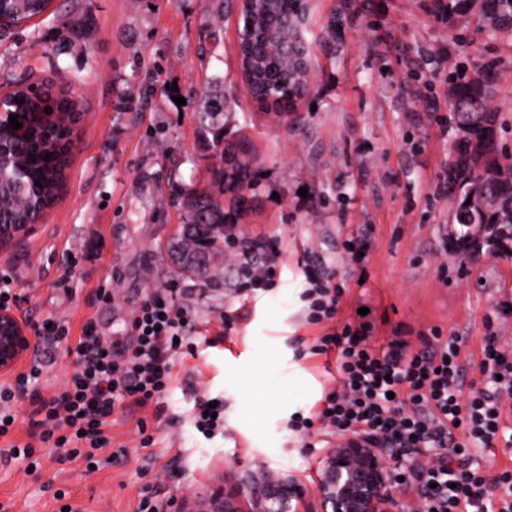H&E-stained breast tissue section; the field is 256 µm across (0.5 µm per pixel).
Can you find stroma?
<instances>
[{
  "label": "stroma",
  "instance_id": "1",
  "mask_svg": "<svg viewBox=\"0 0 512 512\" xmlns=\"http://www.w3.org/2000/svg\"><path fill=\"white\" fill-rule=\"evenodd\" d=\"M54 0L50 15L0 32V96L26 86L75 98L66 181L37 231L0 254L29 325L49 317L94 319L119 348L132 341V311L162 286L189 308L206 343L175 361L161 411L147 410L154 445L140 447L136 414L112 416L119 457L87 471L45 459L31 475L0 469V500L13 512H55L56 490L81 512H134L152 487L174 502L215 489L250 512L241 482L260 467L295 479L298 512H322L316 488L328 457L292 431L339 385L336 362L309 347L322 327L306 324L300 293L305 262L327 267L344 288V316L367 308L374 339L402 331L413 347L440 329L463 340L468 380L480 381L483 338L512 346V258L448 255V163L453 127L448 76L459 62L497 56L500 138L512 152V38L478 16L438 15L431 0H309L303 35L312 46V89L287 123L255 103L239 74L234 0ZM222 24L217 43L204 30ZM223 80L224 140L247 141L257 186L236 232L280 241L285 259L275 290L241 297L223 281L176 274L162 248L181 221L172 180L207 183L219 156L198 142L195 115L214 80ZM185 105H177L174 95ZM368 239L365 265L342 244ZM71 266L67 286L57 279ZM111 303L96 301L99 285ZM233 319L224 329L222 316ZM69 340L35 338L44 361L38 387H63L73 370ZM224 402V430L207 437L192 424L200 398Z\"/></svg>",
  "mask_w": 512,
  "mask_h": 512
}]
</instances>
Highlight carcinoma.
<instances>
[{
  "label": "carcinoma",
  "instance_id": "carcinoma-1",
  "mask_svg": "<svg viewBox=\"0 0 512 512\" xmlns=\"http://www.w3.org/2000/svg\"><path fill=\"white\" fill-rule=\"evenodd\" d=\"M51 0H0V14L18 23L43 15ZM433 9L450 15L476 13L495 32L512 35V0H432ZM266 74L255 76L247 84L249 93L261 107L284 109L290 106L289 93L302 98L308 90L288 84V73L272 57H267ZM500 61L487 57L478 67L465 68L448 82L451 118L459 133L452 147L448 168V203L454 218L451 233L461 254L482 224H500L512 234V162L499 142L504 126L502 114L489 108L494 97L493 77ZM6 112L18 114L24 135L12 128H0V224H24L33 213L46 207L59 193L64 177L70 141L65 139L71 128L75 102L46 90L17 89L3 98ZM51 109L46 113L45 109ZM224 89L221 82L205 94L203 109L198 113V134L205 144L220 153L222 165L210 169L208 186L198 189L177 187L170 201L184 211L186 224H235L244 199L239 193L256 185V172L248 162L231 159L224 151ZM51 159L44 160L46 154ZM494 196L499 204L485 214L466 206L467 194L476 183ZM235 205L224 209V196ZM201 251L208 278L216 276L214 257L224 251V238L202 243L182 239Z\"/></svg>",
  "mask_w": 512,
  "mask_h": 512
}]
</instances>
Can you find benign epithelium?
I'll return each instance as SVG.
<instances>
[{
  "label": "benign epithelium",
  "mask_w": 512,
  "mask_h": 512,
  "mask_svg": "<svg viewBox=\"0 0 512 512\" xmlns=\"http://www.w3.org/2000/svg\"><path fill=\"white\" fill-rule=\"evenodd\" d=\"M275 0H236L238 23L236 49L250 43L254 33V17L259 11H268ZM305 19L296 21L295 37L289 43H276L268 51L296 68L305 67V59L297 51L300 44L308 45L302 36ZM36 222L16 226L0 225V248L22 242L33 233ZM511 251L512 246L505 240L493 236L472 242V252L480 254ZM171 266L176 270L186 268L195 277L206 276L203 264H194L188 253H182L175 260L171 248H166ZM34 347L29 324L23 319L18 308L0 307V376L7 378L30 356ZM262 482L248 488L250 499L257 505V512H290L292 503L305 497V490L290 478H285L269 469H261ZM391 469L385 458L367 439L350 436L340 440L332 449L322 476L317 485L325 509L328 512H396L398 504L393 491Z\"/></svg>",
  "instance_id": "benign-epithelium-1"
}]
</instances>
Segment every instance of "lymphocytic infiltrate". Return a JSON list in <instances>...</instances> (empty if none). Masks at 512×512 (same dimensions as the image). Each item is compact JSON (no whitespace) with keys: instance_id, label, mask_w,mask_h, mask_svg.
<instances>
[{"instance_id":"lymphocytic-infiltrate-1","label":"lymphocytic infiltrate","mask_w":512,"mask_h":512,"mask_svg":"<svg viewBox=\"0 0 512 512\" xmlns=\"http://www.w3.org/2000/svg\"><path fill=\"white\" fill-rule=\"evenodd\" d=\"M224 248L233 267L226 288L238 293L275 288L283 257L279 241L242 237L228 224ZM303 275L304 319L328 327L310 352L335 353L342 383L341 390L326 394L317 413L331 437L373 440L394 462L395 485H416L426 512H512V469L490 482L471 459L473 450L493 447L505 412L512 411V350L495 334L485 336L481 381L469 382L458 337L445 340L433 330L419 351L401 335L376 344L370 322L337 323L343 291L330 274L309 266ZM36 332L73 338L76 369L61 391L47 396L37 387L43 369L37 358L13 383L1 385L0 438H8L13 428V403L25 400L29 430L25 441H10L11 458H32L42 447L89 465L111 447L109 421L119 408L138 412L140 442L153 444L142 413L160 406L176 357L193 354L198 336L191 311L161 290L138 304L131 321L134 340L124 351H117L91 318L76 333L66 320L37 326Z\"/></svg>"}]
</instances>
